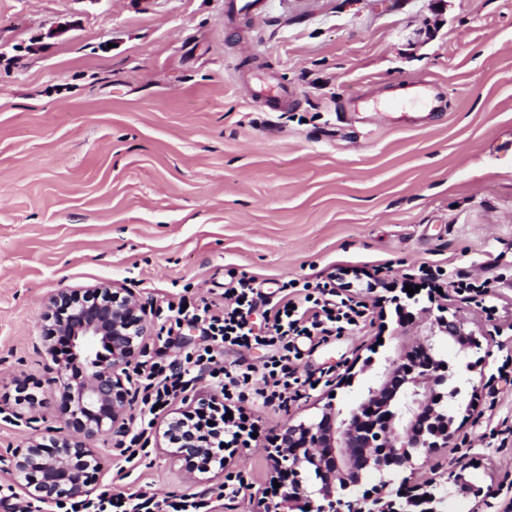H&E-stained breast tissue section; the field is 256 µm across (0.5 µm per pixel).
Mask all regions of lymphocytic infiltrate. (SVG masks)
<instances>
[{"label": "lymphocytic infiltrate", "mask_w": 512, "mask_h": 512, "mask_svg": "<svg viewBox=\"0 0 512 512\" xmlns=\"http://www.w3.org/2000/svg\"><path fill=\"white\" fill-rule=\"evenodd\" d=\"M282 290L279 300H270L257 287L255 278L244 276L218 300L193 310L174 309L157 347L132 368L139 422L122 443L126 463L135 464L147 457L146 447L161 408L192 390L198 379L206 377L216 383L232 407L253 397L262 405L284 409L301 399L306 390L319 386V379L298 374L301 354L297 339L322 343L358 327L366 306L338 291L332 281L301 283L294 279L283 283ZM259 307L267 319L262 332L255 331L249 320ZM186 323L200 327L203 341L178 357H170L174 335ZM254 345L273 350L263 367L245 363L225 366V347L248 349ZM56 507L58 512H212L210 497L201 492L160 499L144 487L116 492L108 482L93 497L60 501Z\"/></svg>", "instance_id": "lymphocytic-infiltrate-1"}]
</instances>
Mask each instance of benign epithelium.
<instances>
[{"instance_id":"benign-epithelium-1","label":"benign epithelium","mask_w":512,"mask_h":512,"mask_svg":"<svg viewBox=\"0 0 512 512\" xmlns=\"http://www.w3.org/2000/svg\"><path fill=\"white\" fill-rule=\"evenodd\" d=\"M394 305L399 328L428 324V334L400 345L380 364L373 385L347 409L329 403L309 423L290 424L267 449L284 479L272 512H438L435 493L417 488L393 497L385 477L414 467V460L447 448L454 440V417L448 412L450 363L438 351L440 339L465 351L478 345L471 320L446 308L424 306L417 312L399 297ZM150 332L136 295L116 284L61 290L45 303L43 336L63 338L70 351L63 361L70 374L61 391L64 405L77 410L65 421L89 436L104 432L105 423L124 427L128 412L124 390L125 369L141 353L139 339ZM112 346L108 360L99 352ZM179 458H213L210 439L188 433L179 437ZM60 451L46 455L38 438L17 450L0 467L4 477L22 494L46 503L84 497L93 492L101 462L95 449L71 441L58 430ZM84 462L88 470L76 465ZM307 470L314 475L312 489L300 480ZM376 473L380 484L362 489L367 475ZM310 510H305V507Z\"/></svg>"}]
</instances>
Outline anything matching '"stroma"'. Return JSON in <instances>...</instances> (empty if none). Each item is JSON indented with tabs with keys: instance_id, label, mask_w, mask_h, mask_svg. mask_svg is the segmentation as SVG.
<instances>
[{
	"instance_id": "35a3bbf8",
	"label": "stroma",
	"mask_w": 512,
	"mask_h": 512,
	"mask_svg": "<svg viewBox=\"0 0 512 512\" xmlns=\"http://www.w3.org/2000/svg\"><path fill=\"white\" fill-rule=\"evenodd\" d=\"M266 18L224 0H0V456L67 419L42 317L47 295L116 282L153 331L184 291L211 298L242 275L352 283L361 330L301 338L299 370L327 386L285 409L249 401L258 437L207 470L175 458L158 420L147 463L116 479L109 432L99 481L157 496L244 480L214 512H264L278 473L269 437L358 399L400 342L369 275L420 287L440 267L451 308L483 330L459 364L450 447L409 483L440 482L445 512H512V0H266ZM266 69L293 96L272 112L249 95ZM433 86L415 125L386 110L412 80ZM496 279L475 304L458 273ZM26 386L34 405L16 404ZM65 428V427H64ZM463 469L468 488L449 483Z\"/></svg>"
}]
</instances>
